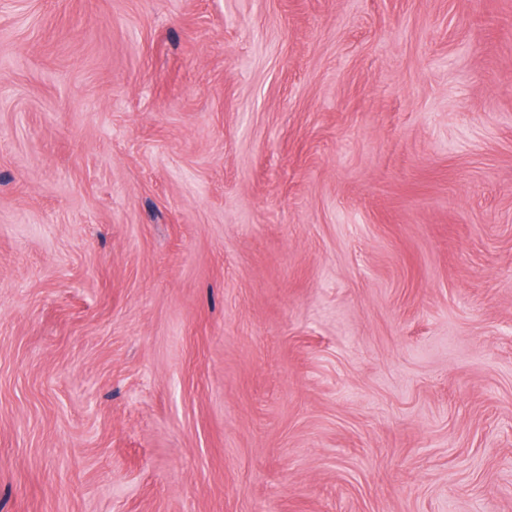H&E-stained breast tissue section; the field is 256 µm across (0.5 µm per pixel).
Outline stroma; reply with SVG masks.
<instances>
[{
    "mask_svg": "<svg viewBox=\"0 0 512 512\" xmlns=\"http://www.w3.org/2000/svg\"><path fill=\"white\" fill-rule=\"evenodd\" d=\"M0 512H512V0H0Z\"/></svg>",
    "mask_w": 512,
    "mask_h": 512,
    "instance_id": "stroma-1",
    "label": "stroma"
}]
</instances>
